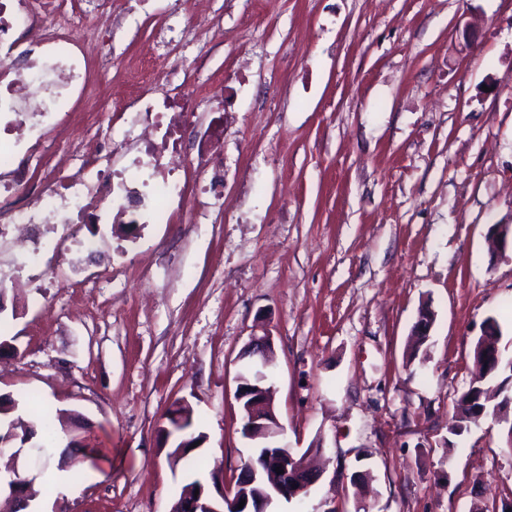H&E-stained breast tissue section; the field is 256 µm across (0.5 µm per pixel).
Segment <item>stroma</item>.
<instances>
[{
	"mask_svg": "<svg viewBox=\"0 0 512 512\" xmlns=\"http://www.w3.org/2000/svg\"><path fill=\"white\" fill-rule=\"evenodd\" d=\"M111 6L104 94L145 88L144 52L197 58L196 95L224 104V203L73 225L50 266L0 236V395L72 412L63 440L105 450L55 482L22 450L42 512H168L178 399L204 470L238 473L236 377L264 334L288 444L326 467L276 512H507V424L450 427L487 319L512 359V253L486 242L512 224V0H209L170 43L167 13ZM180 412L183 414L184 419H185V429H184L185 432L182 435V439L179 443H177L176 440H174V446H172L171 450L167 453L168 459L171 455H174L177 453L183 440H185L187 442L186 443L187 446H193V444H195V442H199V444L202 443L204 438L206 437L204 432L198 430V428L195 427L194 410L190 404H187L186 406H182L180 408Z\"/></svg>",
	"mask_w": 512,
	"mask_h": 512,
	"instance_id": "1",
	"label": "stroma"
}]
</instances>
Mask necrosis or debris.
Masks as SVG:
<instances>
[{
    "label": "necrosis or debris",
    "mask_w": 512,
    "mask_h": 512,
    "mask_svg": "<svg viewBox=\"0 0 512 512\" xmlns=\"http://www.w3.org/2000/svg\"><path fill=\"white\" fill-rule=\"evenodd\" d=\"M82 23L77 39L69 17L54 12L50 0H0V224L21 237L44 224H171L223 199L224 115L200 121L193 92L198 67L182 55L164 65L166 74L181 78L172 89L112 96L107 119L132 154L124 166L94 182L77 170L29 188V166L49 134L70 121L77 103L102 105L89 84L110 60L116 27L96 8L84 9ZM188 130L198 136L192 160L183 152ZM192 163L203 177L190 185L182 174ZM16 194L26 197L24 209L12 206Z\"/></svg>",
    "instance_id": "4bbe7bcc"
}]
</instances>
